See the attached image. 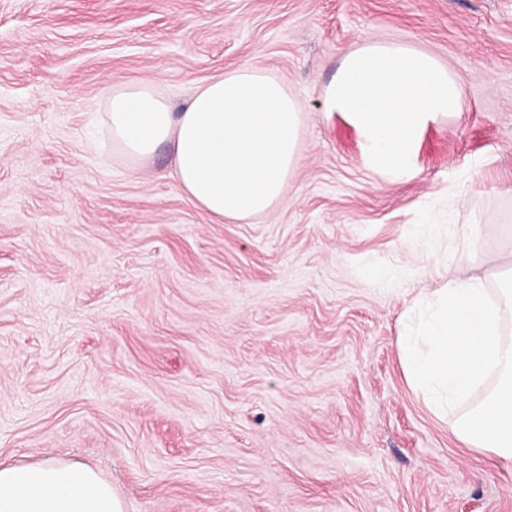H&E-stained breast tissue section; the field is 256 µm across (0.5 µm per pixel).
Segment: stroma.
<instances>
[{"instance_id":"35a3bbf8","label":"stroma","mask_w":512,"mask_h":512,"mask_svg":"<svg viewBox=\"0 0 512 512\" xmlns=\"http://www.w3.org/2000/svg\"><path fill=\"white\" fill-rule=\"evenodd\" d=\"M369 42L463 88L396 175L323 110ZM247 64L300 101L303 157L272 212L214 224L166 148L114 156L104 94L178 110ZM449 258L491 288L512 264V0H0V465L84 463L123 512H512V460L403 374Z\"/></svg>"}]
</instances>
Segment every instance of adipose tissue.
Here are the masks:
<instances>
[{
	"instance_id": "obj_1",
	"label": "adipose tissue",
	"mask_w": 512,
	"mask_h": 512,
	"mask_svg": "<svg viewBox=\"0 0 512 512\" xmlns=\"http://www.w3.org/2000/svg\"><path fill=\"white\" fill-rule=\"evenodd\" d=\"M113 148L135 164L159 147L179 191L210 221L247 220L282 203L299 165L302 110L284 84L245 65L199 85L182 111L150 83L113 86L105 102ZM0 512H123L92 468L46 459L0 468Z\"/></svg>"
}]
</instances>
